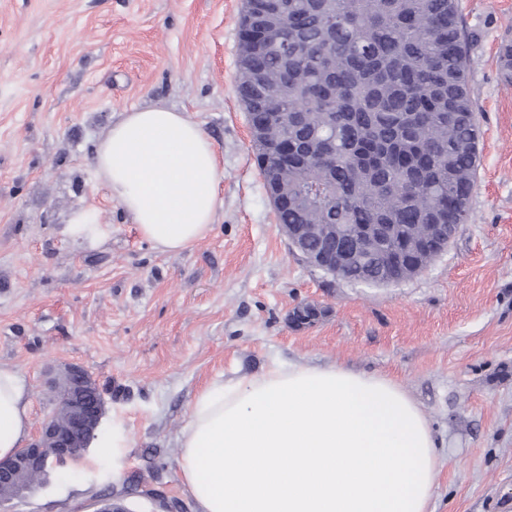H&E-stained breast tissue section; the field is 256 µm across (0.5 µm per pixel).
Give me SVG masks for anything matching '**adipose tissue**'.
Wrapping results in <instances>:
<instances>
[{"mask_svg": "<svg viewBox=\"0 0 512 512\" xmlns=\"http://www.w3.org/2000/svg\"><path fill=\"white\" fill-rule=\"evenodd\" d=\"M91 167L158 251L211 233L222 170L184 113L163 104L122 113ZM30 406L19 370L0 363V460L28 439ZM178 444L195 512H430L439 476L438 444L404 388L336 365L210 381Z\"/></svg>", "mask_w": 512, "mask_h": 512, "instance_id": "1", "label": "adipose tissue"}]
</instances>
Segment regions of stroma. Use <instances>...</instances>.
Here are the masks:
<instances>
[{"mask_svg": "<svg viewBox=\"0 0 512 512\" xmlns=\"http://www.w3.org/2000/svg\"><path fill=\"white\" fill-rule=\"evenodd\" d=\"M243 0H0V363L56 408L52 372L79 365L104 390L102 427L126 426L127 474L160 468L192 507L178 436L194 395L272 365L336 364L398 381L440 447L432 512H512V0H459L479 128L469 219L428 268L367 286L309 267L266 194L237 96ZM186 113L223 168L212 233L160 253L91 174L121 113ZM93 209L98 243L69 239ZM321 311L294 327L295 307ZM122 496L88 448L14 512H93Z\"/></svg>", "mask_w": 512, "mask_h": 512, "instance_id": "35a3bbf8", "label": "stroma"}]
</instances>
